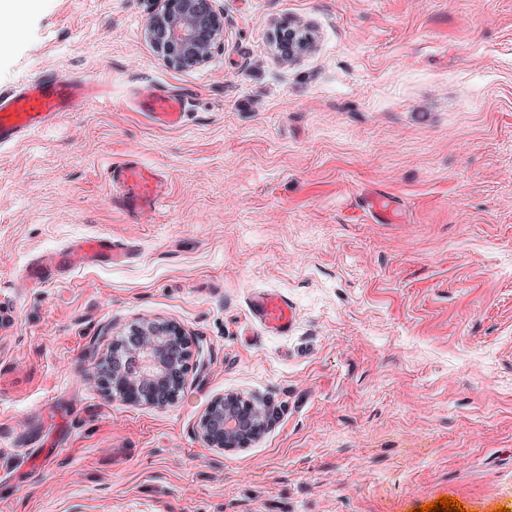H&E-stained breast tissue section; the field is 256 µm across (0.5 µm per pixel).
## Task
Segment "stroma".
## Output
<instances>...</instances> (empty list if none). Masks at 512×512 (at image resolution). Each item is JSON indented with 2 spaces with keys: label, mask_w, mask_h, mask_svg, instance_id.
Instances as JSON below:
<instances>
[{
  "label": "stroma",
  "mask_w": 512,
  "mask_h": 512,
  "mask_svg": "<svg viewBox=\"0 0 512 512\" xmlns=\"http://www.w3.org/2000/svg\"><path fill=\"white\" fill-rule=\"evenodd\" d=\"M224 42L178 70L145 41L156 0H34L0 15V89L110 85L0 151V512H497L512 485V0H215ZM312 49L281 60L278 22ZM189 92L183 126L136 107ZM161 170L162 212L115 205L105 168ZM128 263L19 287L78 237ZM281 293L293 334L247 299ZM193 343L178 399L134 405L95 374L117 337ZM271 406L247 447H208L216 397ZM251 318L275 336H288L295 328L296 312L291 301L282 294L260 292L249 300Z\"/></svg>",
  "instance_id": "stroma-1"
}]
</instances>
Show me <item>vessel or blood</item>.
<instances>
[{
  "instance_id": "obj_1",
  "label": "vessel or blood",
  "mask_w": 512,
  "mask_h": 512,
  "mask_svg": "<svg viewBox=\"0 0 512 512\" xmlns=\"http://www.w3.org/2000/svg\"><path fill=\"white\" fill-rule=\"evenodd\" d=\"M186 93L150 87L142 93V106L155 123L178 127L187 118ZM105 83L97 79L43 75L0 91V149L16 146L38 132L53 128L63 113L76 112L109 102ZM110 187L120 189V204L128 212L143 214L160 211L168 192L162 177L141 161L128 158L107 168ZM126 250L111 236L100 234L71 242L66 250L44 255L30 264L25 276L33 284H50L76 266L109 265L124 261ZM252 319L276 336L293 332L296 312L284 295L260 292L251 296Z\"/></svg>"
}]
</instances>
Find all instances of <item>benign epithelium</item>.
Listing matches in <instances>:
<instances>
[{
    "instance_id": "1",
    "label": "benign epithelium",
    "mask_w": 512,
    "mask_h": 512,
    "mask_svg": "<svg viewBox=\"0 0 512 512\" xmlns=\"http://www.w3.org/2000/svg\"><path fill=\"white\" fill-rule=\"evenodd\" d=\"M143 35L163 61L177 69H190L206 62L224 39V17L213 0H157ZM277 37L288 47L304 48L309 36L285 22ZM140 344L135 354L144 357L145 367L135 375L114 365L101 384L110 394L138 405L160 406L182 383L190 344L181 328L173 323L145 320L137 327ZM266 410L256 401L238 394L213 399L198 423V433L210 448H244L267 423Z\"/></svg>"
}]
</instances>
